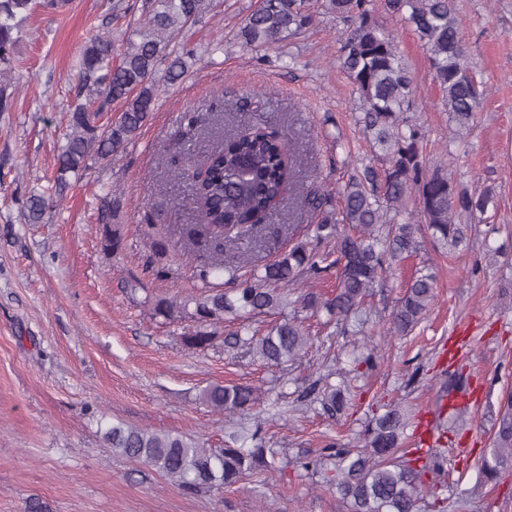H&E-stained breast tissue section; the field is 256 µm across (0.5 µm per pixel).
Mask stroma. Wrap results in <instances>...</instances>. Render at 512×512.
<instances>
[{
  "instance_id": "obj_1",
  "label": "stroma",
  "mask_w": 512,
  "mask_h": 512,
  "mask_svg": "<svg viewBox=\"0 0 512 512\" xmlns=\"http://www.w3.org/2000/svg\"><path fill=\"white\" fill-rule=\"evenodd\" d=\"M112 2L71 0L62 12L31 11L15 49L12 105L0 112V512H28L34 502L47 512H349L323 474L296 469L293 460L324 455L332 442L362 445L365 425L396 404L412 414L406 447L424 435L446 450L434 498H467L465 512H512V471L492 482L479 472L500 403L512 391V0H455L471 71L486 92L460 137L417 35L376 10L412 76L410 117L422 133L427 168L450 167L491 202L471 219L467 249L426 240L392 265L368 302L366 329L380 361L360 370L346 410L334 417L298 392L326 366L357 355L356 337L310 318L313 344L305 357L269 366L220 337L206 348L187 346V322L153 318L149 301L196 285L178 232L195 211L188 188L168 173L183 112L247 110L279 123L301 181L331 199L317 212L290 199L280 221L298 228L335 220L349 178L362 165L380 166L358 122V95L337 61L343 23L321 9L304 37L257 49L236 33L259 0H219L180 35L195 59L179 82H159L155 110L126 151L94 164L43 223H24L27 197L46 190L55 174L82 47L104 32L121 41L128 24L147 17L146 0H122L118 11ZM108 190L121 201L113 222L125 246L116 255L103 251L95 221ZM147 219L167 240L164 280L143 273L151 251ZM420 271L436 284L427 314L409 335H385L392 309ZM454 376L470 397L457 421L442 407L443 385ZM215 383L266 392L271 405L261 435L279 452L280 472L187 494L104 441L105 426L122 421L207 448L224 445L254 422L203 403L201 392Z\"/></svg>"
}]
</instances>
